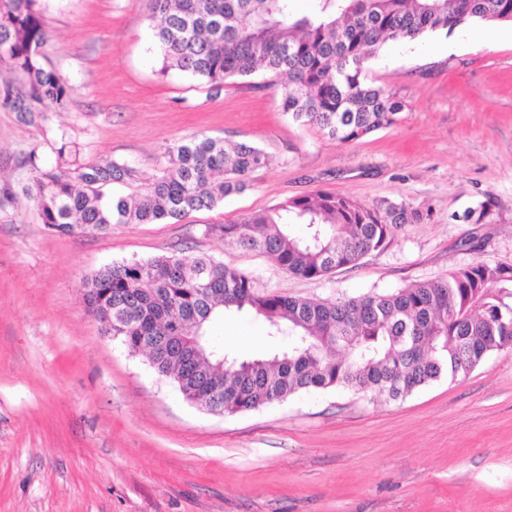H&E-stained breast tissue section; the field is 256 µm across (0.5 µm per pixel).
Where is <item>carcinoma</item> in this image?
I'll return each mask as SVG.
<instances>
[{
	"label": "carcinoma",
	"instance_id": "obj_1",
	"mask_svg": "<svg viewBox=\"0 0 512 512\" xmlns=\"http://www.w3.org/2000/svg\"><path fill=\"white\" fill-rule=\"evenodd\" d=\"M155 21L161 73L177 71L217 93L250 87L261 70L281 84V107L340 144L395 125L403 103L367 82L364 63L387 42H417L473 21L512 23V0H317L298 15L293 0H143ZM48 31L41 0H0V107L31 124L46 109L65 110L67 81L44 63ZM55 164L38 167L29 197L41 223L60 235L112 224L180 221L242 193L268 164L262 149L217 137H193L165 150L167 164L146 184L112 160L81 163L76 144L60 137ZM113 184L134 187L120 197ZM424 214L405 202L371 206L324 190L287 198L266 211L204 234L258 250L288 275L322 278L383 248L404 224ZM94 315L112 308V336L147 356L159 378L183 397L224 415L282 403L301 392L343 388L397 401L443 376L455 380L512 340V266L478 260L445 276L388 293L334 302L259 293L253 279L208 254L176 253L107 265L82 280ZM251 313L268 336L289 347L243 358L214 342L225 314ZM195 336L204 357L191 362L178 344L163 355L149 345Z\"/></svg>",
	"mask_w": 512,
	"mask_h": 512
}]
</instances>
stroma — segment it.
Returning <instances> with one entry per match:
<instances>
[{"label":"stroma","instance_id":"stroma-1","mask_svg":"<svg viewBox=\"0 0 512 512\" xmlns=\"http://www.w3.org/2000/svg\"><path fill=\"white\" fill-rule=\"evenodd\" d=\"M47 65L66 111L32 124L0 107V512H512V349L398 401L347 390L300 393L214 415L105 335L81 280L113 262L207 253L261 293L334 301L387 293L478 260L512 264V39L467 30L391 42L364 73L404 103L396 125L341 145L283 112L281 86L211 92L161 62L140 0H43ZM259 146L248 188L179 222L59 235L23 189L27 162L54 163L67 137L85 162L141 178L192 136ZM327 190L425 211L352 268L298 279L209 224ZM492 202L486 222L467 210ZM224 344L272 345L253 316L225 317Z\"/></svg>","mask_w":512,"mask_h":512}]
</instances>
